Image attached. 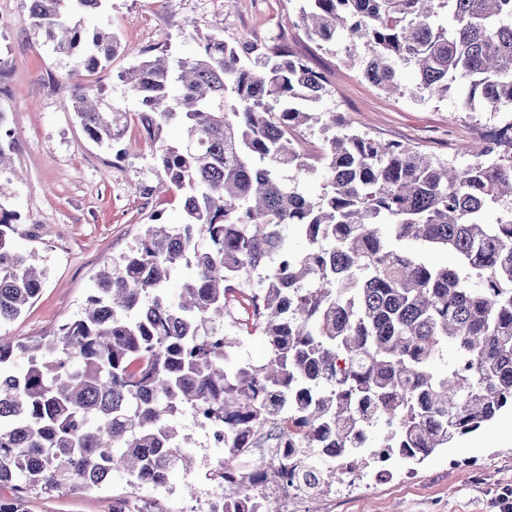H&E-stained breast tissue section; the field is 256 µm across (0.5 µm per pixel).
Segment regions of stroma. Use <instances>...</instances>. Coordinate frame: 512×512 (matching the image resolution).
Listing matches in <instances>:
<instances>
[{
  "mask_svg": "<svg viewBox=\"0 0 512 512\" xmlns=\"http://www.w3.org/2000/svg\"><path fill=\"white\" fill-rule=\"evenodd\" d=\"M304 0H103L84 17L86 26L108 20L118 48L106 69L86 77L112 108L136 116L140 104L118 74L137 63L142 50L183 58L189 46L185 21L200 35L218 33L230 42L247 39L268 48L288 47L328 77L320 112L340 113L359 131L401 141L458 166L471 163L473 142L492 133L512 111L466 112L458 93L421 100L409 92L413 69L402 71L406 93H384L344 63L337 44L317 45L292 27ZM28 0H0V117L17 137L12 163L19 179L0 182V207L16 214L17 249L45 269L33 304L16 320L0 324L9 341L53 335L75 318L92 294L97 273L113 256L134 246L154 213L182 223V199L171 191L143 194L155 185L157 145L137 126L120 145L90 140L73 113L63 109L73 89L71 58L56 55L41 32L26 23ZM386 475L376 465L320 496L318 512H497L495 501L512 493V422H493L461 436L418 464L393 458ZM205 488L203 472L170 475L166 488L143 486L140 500H160L166 512H193L197 498L187 485ZM120 477L111 487L77 494L23 495L25 512H111L112 499L127 494Z\"/></svg>",
  "mask_w": 512,
  "mask_h": 512,
  "instance_id": "1",
  "label": "stroma"
}]
</instances>
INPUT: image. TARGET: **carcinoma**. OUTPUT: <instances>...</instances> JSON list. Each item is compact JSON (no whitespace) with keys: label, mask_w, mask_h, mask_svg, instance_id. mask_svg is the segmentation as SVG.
<instances>
[{"label":"carcinoma","mask_w":512,"mask_h":512,"mask_svg":"<svg viewBox=\"0 0 512 512\" xmlns=\"http://www.w3.org/2000/svg\"><path fill=\"white\" fill-rule=\"evenodd\" d=\"M102 0H29L28 24L94 73L117 42L72 15ZM311 41L342 40L343 60L385 93L417 74L421 99L463 86L486 112L512 106V0H306ZM452 17L437 23L440 10ZM189 56L143 58L120 78L156 151L160 183L182 191L185 222L153 216L136 244L99 272L79 315L35 340H0V488L44 494L135 490L194 468L173 418L204 407L227 457L211 512H261L249 494L272 473L319 496L343 471L332 456L420 463L512 408V123L456 168L397 141L310 111L327 79L305 60L250 41L190 33ZM69 111L89 137L118 143L128 119L73 86ZM322 122L317 155L298 149ZM14 140L0 112V172ZM326 172L307 194L281 178ZM493 224L484 222L489 210ZM16 215L0 210V323L19 317L44 271L16 250ZM297 237L302 245L291 244ZM446 251L456 263L426 259ZM190 273L175 292L181 267ZM250 307L261 365L232 355L229 308ZM278 397L282 409L267 402ZM293 448L269 470L229 466L244 439Z\"/></svg>","instance_id":"cac0c4a2"}]
</instances>
